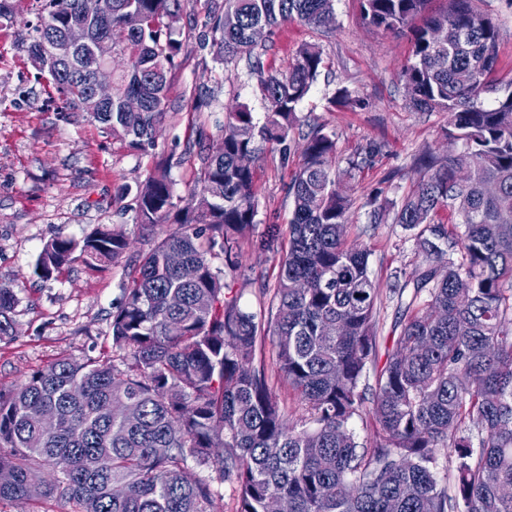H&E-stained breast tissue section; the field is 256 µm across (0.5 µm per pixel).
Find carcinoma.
Returning <instances> with one entry per match:
<instances>
[{
  "instance_id": "carcinoma-1",
  "label": "carcinoma",
  "mask_w": 512,
  "mask_h": 512,
  "mask_svg": "<svg viewBox=\"0 0 512 512\" xmlns=\"http://www.w3.org/2000/svg\"><path fill=\"white\" fill-rule=\"evenodd\" d=\"M202 30L169 24L189 0H35L36 23L18 46L39 73L49 72L57 118L81 113L138 152L155 148L171 77L185 43L196 39L227 64L252 61L267 112L258 122L241 107L224 117L214 154L199 145L198 176L188 202H174L165 170L139 185L135 223L151 248L128 254V235L101 225L81 239L57 237L35 263L43 279L73 263L89 269L125 263L129 286L112 310V361L60 358L23 384L0 390V500H29L30 477L56 479L43 497L97 512H224L218 486L237 493L236 512H266L286 498L292 512H512V80L491 79L498 32L476 0H361L364 20L392 34L409 31L404 65L409 104L450 114L448 135L462 143L443 160L423 157L426 173L394 221L415 231L423 263L393 292L412 296L396 325V349L377 365L379 288L369 253L347 241L351 202L331 165L335 135H302L303 162L288 184L293 217L273 291L256 311L241 306L233 255L250 242L258 198L252 166L257 142L287 155L323 52L305 44L286 72L264 70L253 38L290 21L326 29L334 0H207ZM74 22L92 39L109 36L130 57L112 84V111L93 98L88 77L68 61L49 66L43 45ZM136 94L138 112L123 100ZM332 104L364 109L346 88ZM448 211V222L438 212ZM270 224L255 246L280 244ZM171 253L193 278L168 263ZM304 280L309 288L294 287ZM14 289L0 286V340L13 333ZM171 320L182 323L169 334ZM277 348L276 373L262 358ZM374 371L366 398L367 371ZM302 405L293 423L277 386ZM134 402L127 423L113 405ZM371 403L374 438L361 442L351 421ZM51 414L58 426L42 430ZM484 432L473 449L466 431ZM451 449L454 493L436 477L438 451ZM205 474L186 476L188 462Z\"/></svg>"
}]
</instances>
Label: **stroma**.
I'll use <instances>...</instances> for the list:
<instances>
[{
    "instance_id": "obj_1",
    "label": "stroma",
    "mask_w": 512,
    "mask_h": 512,
    "mask_svg": "<svg viewBox=\"0 0 512 512\" xmlns=\"http://www.w3.org/2000/svg\"><path fill=\"white\" fill-rule=\"evenodd\" d=\"M32 4L19 0L13 23L0 25V286L14 288L18 297L14 332L0 341V390L5 391L61 357L82 363L112 356V308L122 298L126 268L118 264L97 271L77 262L58 279L44 280L34 272L43 245L108 224L126 231L133 251L148 249V238L126 201L118 200V192L136 188L169 158L174 200L185 205L198 168L189 144L202 132L218 141L225 113L244 106L260 120L266 111L247 59L221 64L190 40L174 75L154 150H130L99 125L82 119L61 122L47 104L48 79L16 46L35 20ZM481 8L499 34L496 77L511 81L512 0H482ZM305 43L320 45L325 66L297 108L299 126L305 131L323 126L336 134L333 172L353 201L347 238L369 250L370 276L385 296L377 326L378 356L383 359L396 348L399 304L389 292L396 280H408L423 260L413 231L394 223V214L424 174L420 157L429 153L443 159L461 144L447 135V113L410 108L399 74L411 45L406 37L369 26L359 0H335V22L329 31L298 21L276 28L261 60L266 69L287 70ZM342 87L367 98L369 107H332L330 99ZM202 89L211 92L209 104L192 110L188 99ZM370 143L379 146V153L350 166V159ZM300 162L297 140L286 158L267 145L258 152L253 163L257 227L288 225L293 203L286 186ZM373 196L383 208L378 224L370 221ZM237 262L236 279L246 285L241 302L257 307L258 290L246 281L260 273L275 278L279 256L246 244Z\"/></svg>"
}]
</instances>
